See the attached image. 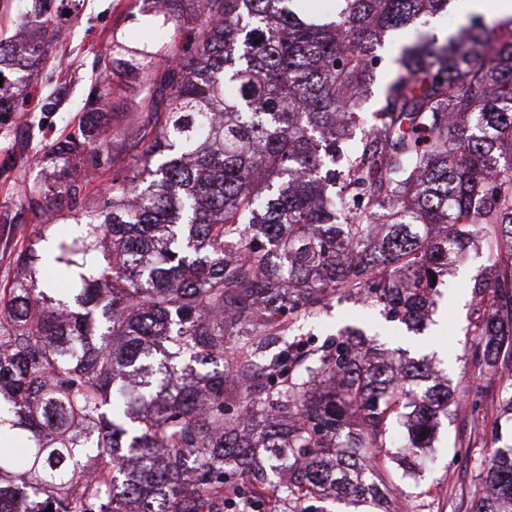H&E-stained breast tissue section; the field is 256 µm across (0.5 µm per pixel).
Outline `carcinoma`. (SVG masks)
I'll list each match as a JSON object with an SVG mask.
<instances>
[{
  "label": "carcinoma",
  "instance_id": "carcinoma-1",
  "mask_svg": "<svg viewBox=\"0 0 512 512\" xmlns=\"http://www.w3.org/2000/svg\"><path fill=\"white\" fill-rule=\"evenodd\" d=\"M50 0L0 39L8 91L44 60ZM152 0L165 39L112 36L91 114L142 72L135 136L88 128L55 158L124 154L134 175L22 189L38 218L0 283V512H328L383 506L393 421L431 448L453 394L429 358L354 327H293L336 297L423 330L471 249L476 367L512 357V18L470 16L399 47L363 125L385 36L452 0ZM121 153H116V148ZM43 263L72 284L53 288ZM473 512H512V445L488 455Z\"/></svg>",
  "mask_w": 512,
  "mask_h": 512
}]
</instances>
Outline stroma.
Here are the masks:
<instances>
[{"instance_id":"obj_1","label":"stroma","mask_w":512,"mask_h":512,"mask_svg":"<svg viewBox=\"0 0 512 512\" xmlns=\"http://www.w3.org/2000/svg\"><path fill=\"white\" fill-rule=\"evenodd\" d=\"M141 0H53L56 33L45 40L47 59L17 92L25 101L9 125L0 128V279L17 273L16 253L37 222L20 190L25 186L59 185L91 173L93 189L112 181L114 169L96 165L91 155L70 165L50 162L49 155L66 136L108 122L124 127L135 92L113 97L107 117L87 114L86 99L101 80L98 55L105 53L113 33L137 41L153 37V22L142 12ZM67 92L51 110L46 97L59 87ZM487 265L481 252L444 277L435 310L422 333L407 331L400 322H387L379 309L357 298L333 299L320 318L304 324L301 333L323 341L345 325L362 328L386 348L407 350L409 357L430 356L437 370L447 374L449 386L462 404L456 415L440 418L431 452L419 459L413 474L395 479L404 512H471L478 484L476 459L493 446L490 425L497 417V386L480 377L471 362L473 339L468 328L474 319L470 282ZM484 385V412L473 413L465 399L475 385Z\"/></svg>"}]
</instances>
